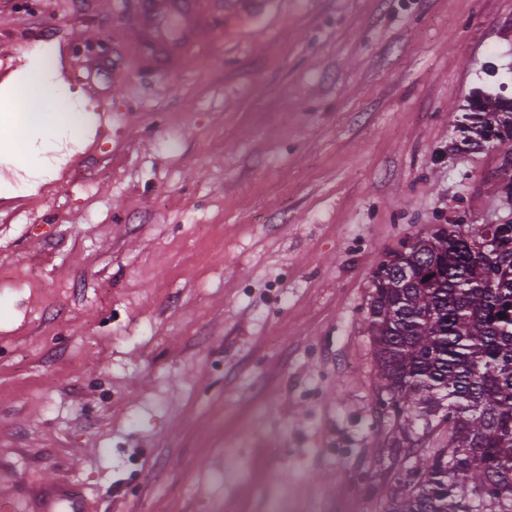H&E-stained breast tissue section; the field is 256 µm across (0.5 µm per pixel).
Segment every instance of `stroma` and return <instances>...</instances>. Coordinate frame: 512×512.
Returning <instances> with one entry per match:
<instances>
[{
	"label": "stroma",
	"mask_w": 512,
	"mask_h": 512,
	"mask_svg": "<svg viewBox=\"0 0 512 512\" xmlns=\"http://www.w3.org/2000/svg\"><path fill=\"white\" fill-rule=\"evenodd\" d=\"M148 68L138 0H0V97L48 62L93 134L0 155V496L37 512H385L372 275L439 224L512 223L473 101L512 97V0H268ZM403 447H396V440ZM44 496L51 498V504L54 505L47 509V512L56 511V506L61 503H66L69 512L88 511L81 491L74 486L62 484L60 481L50 483L44 492Z\"/></svg>",
	"instance_id": "stroma-1"
}]
</instances>
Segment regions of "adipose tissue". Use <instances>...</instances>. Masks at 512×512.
Listing matches in <instances>:
<instances>
[{"instance_id": "1", "label": "adipose tissue", "mask_w": 512, "mask_h": 512, "mask_svg": "<svg viewBox=\"0 0 512 512\" xmlns=\"http://www.w3.org/2000/svg\"><path fill=\"white\" fill-rule=\"evenodd\" d=\"M36 75L40 80L38 107H21L9 98L0 101V128L11 132L9 138L0 140L1 154L18 152L30 143L33 135L56 138L63 135L69 126L85 124L90 120L86 112H72L65 116L54 112L53 105L59 100L62 91L46 68H37Z\"/></svg>"}]
</instances>
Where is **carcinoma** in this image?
<instances>
[{
  "label": "carcinoma",
  "mask_w": 512,
  "mask_h": 512,
  "mask_svg": "<svg viewBox=\"0 0 512 512\" xmlns=\"http://www.w3.org/2000/svg\"><path fill=\"white\" fill-rule=\"evenodd\" d=\"M469 134L512 127V101L478 102ZM487 241L469 224L402 243L412 267L372 281L368 330L383 404L409 425L448 426V440L410 462L386 512H512V224ZM488 266L499 269L493 288Z\"/></svg>",
  "instance_id": "1"
}]
</instances>
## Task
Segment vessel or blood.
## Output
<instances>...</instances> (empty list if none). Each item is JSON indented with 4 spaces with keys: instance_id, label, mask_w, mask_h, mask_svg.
Instances as JSON below:
<instances>
[{
    "instance_id": "1",
    "label": "vessel or blood",
    "mask_w": 512,
    "mask_h": 512,
    "mask_svg": "<svg viewBox=\"0 0 512 512\" xmlns=\"http://www.w3.org/2000/svg\"><path fill=\"white\" fill-rule=\"evenodd\" d=\"M199 0H141L143 39L160 69L173 71L187 60L199 45L205 20L197 11ZM224 20L238 22L257 16L264 0H223ZM52 505L66 504L68 512H87L81 491L54 482L45 490Z\"/></svg>"
}]
</instances>
